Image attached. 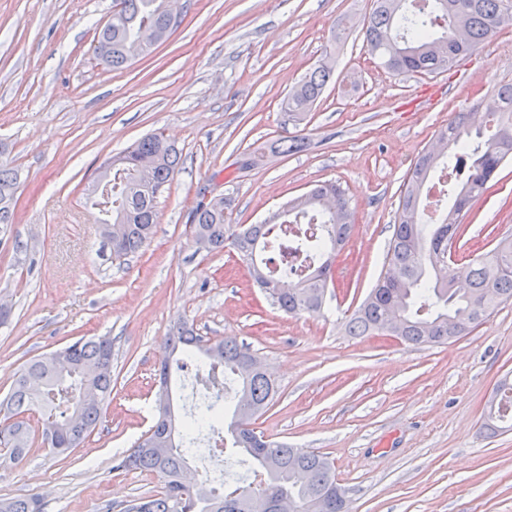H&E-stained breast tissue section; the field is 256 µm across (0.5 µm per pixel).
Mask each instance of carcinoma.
I'll return each mask as SVG.
<instances>
[{
  "mask_svg": "<svg viewBox=\"0 0 512 512\" xmlns=\"http://www.w3.org/2000/svg\"><path fill=\"white\" fill-rule=\"evenodd\" d=\"M364 20V42L380 67L394 74L450 72L471 57L502 29L512 26V0H374ZM465 31L466 43L453 39ZM173 30L167 0H119L118 8L97 28L95 51L113 70L127 67L147 54ZM335 61L328 58L305 74L282 102L288 119L299 122L320 100L333 81ZM497 108L484 112V129L473 130L466 112L456 113L436 137L446 140L447 152L419 156L403 183L393 234L383 271L359 307L346 322L351 336L381 333L413 346L445 343L480 325L500 305L512 301V241L504 239L492 257L473 259L466 285L456 288L441 276L439 265L448 259V226L456 237L472 203L484 195L502 165L512 160V83L494 90ZM304 137L279 140L285 154L306 150ZM181 162L180 150L161 133L150 134L124 153L108 160L103 170L112 178L103 187L86 189V207L96 214L101 238L112 258L138 253L151 239L157 224V199L170 184ZM439 164L448 169V209L427 211L421 198L424 185ZM16 177L0 165V224L13 223ZM227 201H199L189 224L196 244L219 253L229 247L250 263L257 286L281 311L290 315L321 310L332 281V259L351 234L352 212L340 185L322 182L288 200L261 224L227 222ZM317 222L324 235L292 238L295 259L278 268L257 261L259 252H284L282 225ZM167 353L158 368V418L131 453L116 465L122 470L156 473L164 479L158 493L138 499L130 512H261L255 502L286 494L298 503V512H349L345 493L336 489L333 463L320 452L299 454L285 444L267 439L254 427L277 395L275 381L261 370L243 376V365L259 361L250 348L231 339L205 340L194 329L176 327L164 338ZM205 357L236 380L238 391L227 406L237 465L246 470L260 464L272 469L266 486L242 489L235 497H216L200 483L194 488L180 482L187 467L193 425L177 423L168 392L170 359ZM37 377L46 389H35ZM112 395V339L78 340L62 349L27 362L3 400L7 414L0 419V452L22 459L36 443L30 417L45 424L43 443L64 454L80 447L101 422L104 404ZM512 430L509 404H490L488 429L497 423ZM0 512H42L35 495L0 499Z\"/></svg>",
  "mask_w": 512,
  "mask_h": 512,
  "instance_id": "1",
  "label": "carcinoma"
}]
</instances>
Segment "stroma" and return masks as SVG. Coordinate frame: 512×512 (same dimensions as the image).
<instances>
[{"instance_id": "35a3bbf8", "label": "stroma", "mask_w": 512, "mask_h": 512, "mask_svg": "<svg viewBox=\"0 0 512 512\" xmlns=\"http://www.w3.org/2000/svg\"><path fill=\"white\" fill-rule=\"evenodd\" d=\"M371 6L181 0L169 38L114 71L93 52L112 0H0V161L17 175L14 221L0 225V298L12 309L0 326V399L31 358L82 337L112 340L101 424L67 454L39 444L0 463V498L35 494L43 512H127L157 493L158 477L113 465L153 424L161 341L186 322L272 368L278 394L257 431L328 456L350 512H512V431L483 426L512 377V303L420 348L345 329L383 268L410 167L456 112L512 82V28L455 71L397 76L363 41ZM328 55L337 73L355 74V89L330 84L301 124L287 121L283 98ZM157 132L182 161L158 199L153 238L121 265L84 190L111 156ZM294 136L310 150L270 153ZM254 150L260 164L237 171L239 154ZM325 180L345 190L354 232L333 259L321 312L285 314L235 252H207L186 235L201 191L232 199V223L254 224ZM464 222L458 256L512 238V162ZM16 239L28 251L13 252Z\"/></svg>"}]
</instances>
